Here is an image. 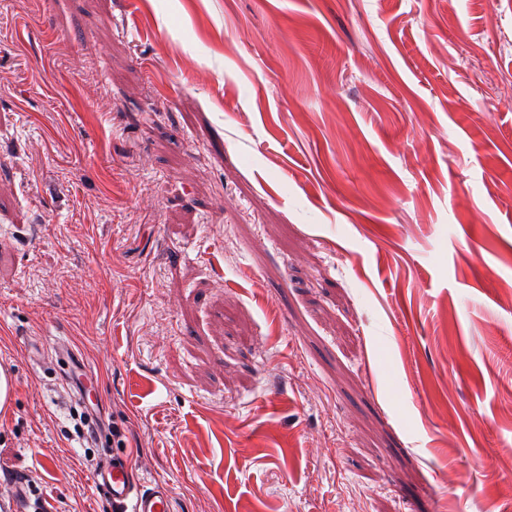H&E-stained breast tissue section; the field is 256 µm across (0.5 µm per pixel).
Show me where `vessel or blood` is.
<instances>
[{
  "instance_id": "vessel-or-blood-1",
  "label": "vessel or blood",
  "mask_w": 512,
  "mask_h": 512,
  "mask_svg": "<svg viewBox=\"0 0 512 512\" xmlns=\"http://www.w3.org/2000/svg\"><path fill=\"white\" fill-rule=\"evenodd\" d=\"M114 512H173V493L168 484L137 485L126 457L108 460L96 479Z\"/></svg>"
}]
</instances>
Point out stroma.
I'll return each instance as SVG.
<instances>
[{
  "instance_id": "35a3bbf8",
  "label": "stroma",
  "mask_w": 512,
  "mask_h": 512,
  "mask_svg": "<svg viewBox=\"0 0 512 512\" xmlns=\"http://www.w3.org/2000/svg\"><path fill=\"white\" fill-rule=\"evenodd\" d=\"M511 286L512 0H0V495L512 512ZM97 485L120 512H173V493L166 483L148 487L131 478L130 462L124 456H112L96 479Z\"/></svg>"
}]
</instances>
